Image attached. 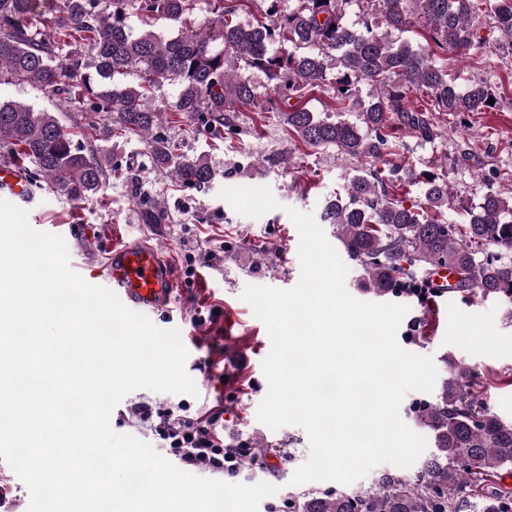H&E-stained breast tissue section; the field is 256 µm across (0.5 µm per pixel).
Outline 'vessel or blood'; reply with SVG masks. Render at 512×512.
I'll use <instances>...</instances> for the list:
<instances>
[{"label":"vessel or blood","instance_id":"vessel-or-blood-1","mask_svg":"<svg viewBox=\"0 0 512 512\" xmlns=\"http://www.w3.org/2000/svg\"><path fill=\"white\" fill-rule=\"evenodd\" d=\"M0 194L16 203H28L26 181L10 165H0ZM107 287L129 309L151 316L168 308L174 293L170 261L155 247L123 245L112 249Z\"/></svg>","mask_w":512,"mask_h":512}]
</instances>
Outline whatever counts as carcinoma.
<instances>
[{"label": "carcinoma", "instance_id": "obj_1", "mask_svg": "<svg viewBox=\"0 0 512 512\" xmlns=\"http://www.w3.org/2000/svg\"><path fill=\"white\" fill-rule=\"evenodd\" d=\"M356 2L359 20L344 6ZM196 0H0V86L32 85L78 113L81 135L106 143L145 144L151 164L176 184L203 188L211 170L155 133L166 115L198 134L224 139L236 113L271 114L291 140L319 150L335 147L359 164L344 195L325 199L320 219L336 225V240L365 274L364 284L386 296L419 272L439 267L456 276L455 294L479 290L512 301V203L492 189L448 221V181L416 170L404 155L395 163L396 135L431 142L441 135L436 114L486 112L497 89L451 72L448 62L481 53L479 19H492L500 49L512 54V0H268L265 16L237 20L245 0H208V15L193 17ZM142 15L133 33L129 12ZM162 24L178 33L165 37ZM416 28L415 50L390 38ZM278 45L273 52L270 46ZM336 68L335 80L326 72ZM247 70L262 74L273 94L261 97ZM133 73L138 83L102 81ZM162 81L175 86L171 104L154 105ZM380 92L369 101L361 84ZM326 89L339 105L359 108V123L316 116L304 99ZM0 159L23 171L31 189L51 183L70 198L97 194L109 154L64 131L57 113L19 101H0ZM421 188L425 203L406 206L403 185ZM476 370H454L440 391L415 412L431 434L432 450L414 473L388 471L368 487L311 488L283 501L285 512H512V490L497 484L512 470V421L494 414L479 394ZM241 467L273 473V449L241 447Z\"/></svg>", "mask_w": 512, "mask_h": 512}]
</instances>
